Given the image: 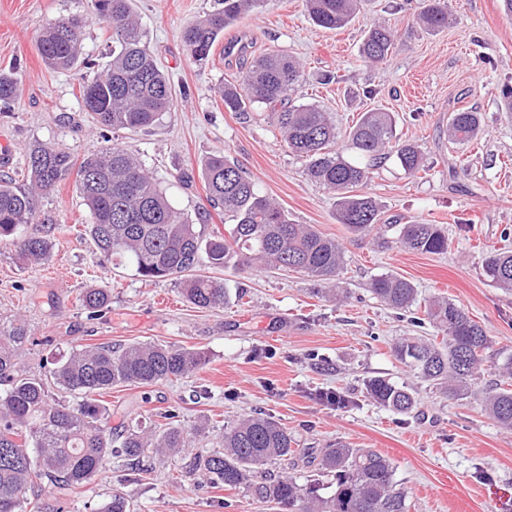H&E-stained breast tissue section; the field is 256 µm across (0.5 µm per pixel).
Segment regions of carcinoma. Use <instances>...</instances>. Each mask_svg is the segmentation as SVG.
<instances>
[{
	"label": "carcinoma",
	"mask_w": 512,
	"mask_h": 512,
	"mask_svg": "<svg viewBox=\"0 0 512 512\" xmlns=\"http://www.w3.org/2000/svg\"><path fill=\"white\" fill-rule=\"evenodd\" d=\"M223 7L188 25L183 41L196 61L211 54L224 28L259 0H221ZM362 0H305L306 12L320 28L338 30L354 18ZM96 19L112 31L110 60L101 73L83 58L81 22L57 19L38 37V49L53 70H76L83 107L96 122L116 135L155 125L174 105L169 75L147 49L144 32L130 10V0H92ZM420 23L428 30L448 27L444 0H423ZM393 31L385 24L369 28L360 48L365 63L387 59ZM299 80V63L285 53L269 52L252 58L239 81L222 90L224 108L248 112L254 106L270 110L285 146L306 159L307 175L336 194V219L352 233H365L382 224L381 208L364 191L370 166L345 155L337 147L336 127L322 108L313 104L286 106ZM18 83L9 70H0V104L18 98ZM477 112L461 110L448 119V142L466 144L480 131ZM350 148L372 160L395 158L408 173L423 170L420 147L399 141L394 116L381 109L362 113L348 134ZM210 207L233 221L225 232L205 233L171 204L166 191L145 163L120 144L104 146L76 161L50 143L35 142L26 152L24 182L0 178V243L17 248L32 263L46 261L53 247L47 235H31L26 226L38 222L40 197L74 178L89 216V232L105 258L115 266H131L146 280L175 278L183 297L200 309L225 305L230 289L199 273L200 267L261 266L269 270L302 272L320 280L339 275L343 253L335 239L309 224H296L278 203L259 192L242 169L222 155L201 165ZM398 243L420 254L448 251V236L440 224L412 223L398 228ZM482 267L497 287L512 291V252L490 250ZM371 292L387 306L406 311L417 301L407 279L382 274ZM110 296L90 288L82 305L95 317L109 306ZM426 316L441 341L415 336L394 346L397 360L417 377L438 386L445 395L462 397L484 363L493 361L498 379L484 395L487 413L504 429L512 430V354L496 360L486 330L447 298L429 303ZM30 341L20 319L0 322V512H28L31 483L46 478L66 491L90 483L112 458L139 466L148 452L178 454L205 429L188 432L178 426L156 434L139 419L113 428L110 415L97 396L115 386L152 385L180 380L206 361L195 348L136 343L74 348L49 376L80 401L66 404L51 399L47 379L23 373L21 358ZM366 393L379 405L397 413L415 407L414 393L385 377L365 382ZM308 458L296 439L273 417L256 413L224 431L221 452H197L188 473L211 486L236 490L243 486L267 505L270 512H409L407 493L395 479L390 459L370 448L336 442L319 452L318 470L334 477L333 491L324 496L314 484H300L292 476L263 477L270 464Z\"/></svg>",
	"instance_id": "1"
}]
</instances>
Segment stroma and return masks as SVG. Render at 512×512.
I'll use <instances>...</instances> for the list:
<instances>
[{
  "instance_id": "obj_1",
  "label": "stroma",
  "mask_w": 512,
  "mask_h": 512,
  "mask_svg": "<svg viewBox=\"0 0 512 512\" xmlns=\"http://www.w3.org/2000/svg\"><path fill=\"white\" fill-rule=\"evenodd\" d=\"M451 23L432 32L417 21L420 0H363L339 31L313 25L303 0H263L243 13L206 62L188 54L184 27L219 6V0H131L148 50L170 75L175 104L157 125L118 140L153 171L173 206L198 220L209 207L201 162L224 155L239 164L261 193L299 224L336 239L344 267L325 296L302 273L213 270L241 301L201 310L178 292L174 280L145 281L134 268L113 269L85 232L87 212L74 183L39 201L40 223L28 232L50 235L53 251L27 264L9 243L0 244V319L23 318L34 338L23 365L45 374L72 348L137 342L196 348L208 363L195 375L148 387H115L103 394L111 425L137 418L161 430L207 424L192 451H212L226 426L256 412L288 427L301 447L320 449L342 440L390 458L408 495L409 512H512V431L485 413L481 398L495 381L482 370L470 393L449 399L400 364L391 346L402 336H430L416 327L424 305L446 297L480 323L498 350L512 353V292L485 276L481 257L512 250V119L499 91L512 86V13L500 0H446ZM83 22V53L105 66L112 49L106 24L95 20L91 0H0V68H13L19 96L0 107V176L21 178L25 152L36 141L80 158L104 146L82 106L76 72L54 71L41 59L40 30L50 21ZM377 22L396 32L386 61L368 64L359 47ZM248 56L280 51L301 65L290 104H315L329 113L347 148V134L362 112L380 108L397 118L396 135L417 142L425 170L407 174L394 159L378 163L368 192L395 224H441L446 253L419 254L396 244L395 233L350 234L336 220V198L311 181L306 162L283 146L264 109L230 112L220 92L240 78L236 42ZM482 117L473 143L449 144L448 118L458 110ZM393 274L418 292L409 311H395L370 291L373 278ZM109 290L112 302L90 317L80 297ZM386 377L412 387L417 403L399 414L379 406L364 382ZM344 397L328 403L326 393ZM186 454L156 456L143 469L112 460L89 484L60 492L35 484L38 512H100L121 493L133 512H263L246 489L224 491L185 476Z\"/></svg>"
}]
</instances>
